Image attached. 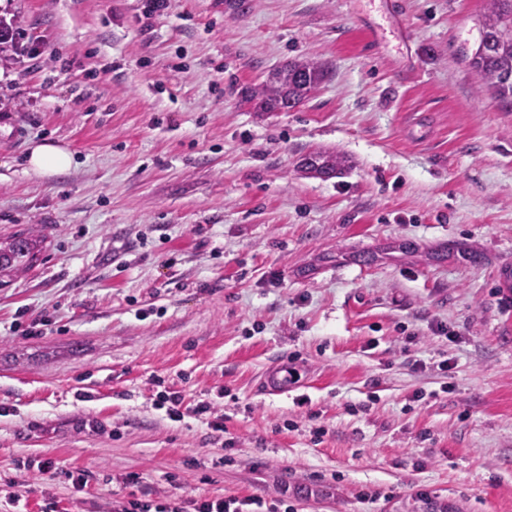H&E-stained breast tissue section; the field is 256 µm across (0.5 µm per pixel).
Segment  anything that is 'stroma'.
<instances>
[{"instance_id": "obj_1", "label": "stroma", "mask_w": 512, "mask_h": 512, "mask_svg": "<svg viewBox=\"0 0 512 512\" xmlns=\"http://www.w3.org/2000/svg\"><path fill=\"white\" fill-rule=\"evenodd\" d=\"M144 3L0 0L37 50L0 65V236L43 238L0 286V512H512V112L468 65L486 0ZM293 58L332 74L256 111ZM42 141L73 168L28 172ZM319 150L348 163L302 171ZM284 358L300 387L257 392ZM322 61L293 59L273 68L248 100L259 112H282L308 100L329 76ZM37 469L39 472L44 473V474L51 473V472H57L60 470L61 472H64L66 474L68 479L72 480L73 486L78 489H82L84 486H86V484L88 482V480L86 478L88 476V474L86 473V471H84V470L72 471V470H68V469H63V467L60 465V462H58L54 459H51V458H47V459L38 461ZM262 506L260 500L236 496L214 497L203 500L138 498L112 504L113 512H256L245 510L247 506Z\"/></svg>"}]
</instances>
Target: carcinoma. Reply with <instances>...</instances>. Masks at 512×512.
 Masks as SVG:
<instances>
[{"label":"carcinoma","instance_id":"1","mask_svg":"<svg viewBox=\"0 0 512 512\" xmlns=\"http://www.w3.org/2000/svg\"><path fill=\"white\" fill-rule=\"evenodd\" d=\"M484 14L480 51L471 61L478 89L487 92L503 107L512 109V0H488ZM20 36L16 23L0 18V61ZM329 76L322 61L293 59L275 68L265 82L251 91L248 100L260 112H282L308 100ZM346 159L329 151L313 152L302 158L301 168L323 178L337 174ZM42 239L19 232L0 239V286L5 280L30 269L38 260Z\"/></svg>","mask_w":512,"mask_h":512}]
</instances>
